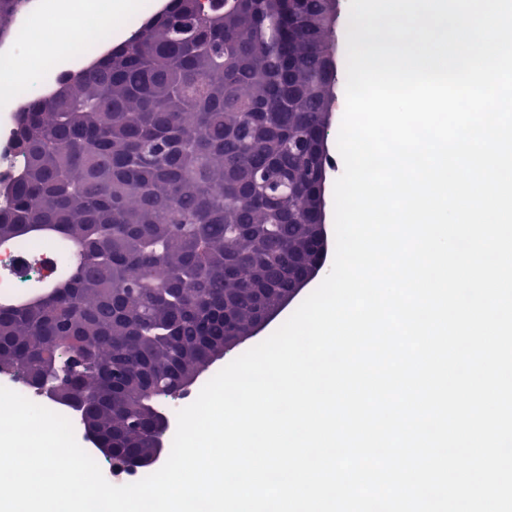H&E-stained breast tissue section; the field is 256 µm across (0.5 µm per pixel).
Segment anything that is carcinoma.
Returning <instances> with one entry per match:
<instances>
[{"label": "carcinoma", "mask_w": 512, "mask_h": 512, "mask_svg": "<svg viewBox=\"0 0 512 512\" xmlns=\"http://www.w3.org/2000/svg\"><path fill=\"white\" fill-rule=\"evenodd\" d=\"M26 2L0 0V40ZM333 34L328 0H170L18 112L0 245L50 241L78 269L0 306V361L63 386L116 454L152 445L159 402L293 287Z\"/></svg>", "instance_id": "cac0c4a2"}]
</instances>
